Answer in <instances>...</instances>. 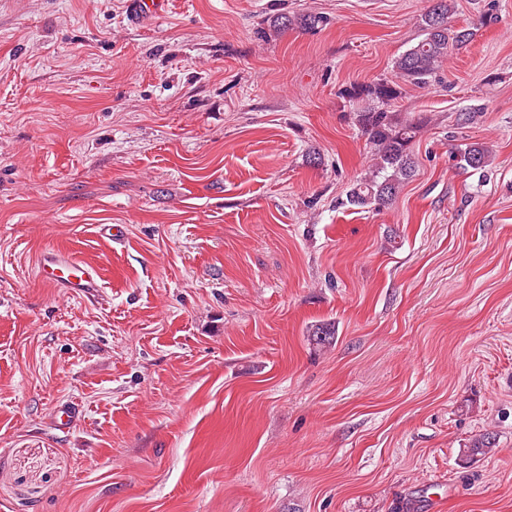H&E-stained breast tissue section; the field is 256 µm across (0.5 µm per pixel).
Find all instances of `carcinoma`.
Wrapping results in <instances>:
<instances>
[{"mask_svg": "<svg viewBox=\"0 0 512 512\" xmlns=\"http://www.w3.org/2000/svg\"><path fill=\"white\" fill-rule=\"evenodd\" d=\"M451 11L452 6L448 0H432V4L421 15L420 40L393 62L395 79H380L345 90L346 96L352 100L381 103L377 108L367 107L355 112V123L374 149L376 162L371 176L357 181L347 192L346 206L357 209L389 206L396 200L401 187L414 176L416 162L413 145L426 119L417 117L399 121L382 106L398 99L403 84H429L448 60L450 51L466 46L471 40V30H453L448 27ZM488 163V150L481 143L468 145L460 154V164L466 168L483 170ZM333 335L334 327L319 324L310 331V341L317 346L323 345ZM495 450L496 437L486 431L472 438L466 448L461 450V455L472 461L485 458Z\"/></svg>", "mask_w": 512, "mask_h": 512, "instance_id": "1", "label": "carcinoma"}]
</instances>
